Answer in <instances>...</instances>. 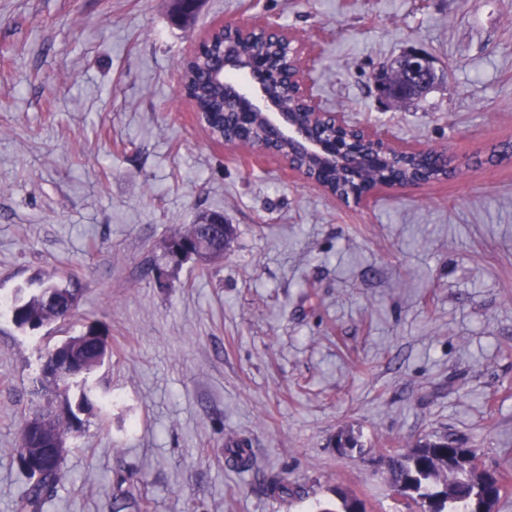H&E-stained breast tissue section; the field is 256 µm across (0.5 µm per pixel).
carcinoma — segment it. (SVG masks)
<instances>
[{
	"mask_svg": "<svg viewBox=\"0 0 512 512\" xmlns=\"http://www.w3.org/2000/svg\"><path fill=\"white\" fill-rule=\"evenodd\" d=\"M224 47L232 52L263 54L275 57L282 46L273 41L256 42L241 36L230 29L224 31ZM272 92L291 109H299L302 102L293 94L286 83L272 88ZM390 167L397 169V174L406 181L421 176L427 181L448 177L442 167H428L418 154L402 150L392 153L388 161ZM323 180L339 195L348 193V178L332 169L325 172ZM208 240L212 258L221 257L229 249L233 236L208 237V225L190 224L181 233L173 236L171 241L187 243L193 247L202 240ZM83 291L79 277L68 275L60 279L49 275L40 279V288L26 298L19 299V308L13 313V322L19 328L36 329L50 322L69 320L76 303ZM64 344L69 355L77 360L88 361L96 358L102 349L94 339L85 333L68 337ZM46 386L41 374H36L31 381L30 412L24 420L15 458L20 470L28 478L21 495L15 504L16 512H43L46 502L51 498L64 472V462L50 459L31 460L32 449L40 447L41 439L57 438L63 442L76 439L80 432L76 430L74 420L77 415L73 410L59 413L45 400ZM337 448H362L359 437L351 429L340 431L335 439ZM227 460L239 468L251 466L250 448L242 442H236L227 449ZM386 472L389 484L396 489L409 481L416 484L419 496L437 499L440 502L438 512H459L458 496L463 485L478 496L493 495L499 499L506 491L509 472L499 471L497 476L501 486L484 480L479 464L477 450L460 445L459 440L449 436H437L419 440L416 444L392 451L386 456ZM272 497L301 496L304 488L290 486L283 478H272L266 487ZM340 503L316 502L310 512H348L349 498L339 495Z\"/></svg>",
	"mask_w": 512,
	"mask_h": 512,
	"instance_id": "obj_1",
	"label": "carcinoma"
}]
</instances>
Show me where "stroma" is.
Returning <instances> with one entry per match:
<instances>
[{
	"instance_id": "obj_1",
	"label": "stroma",
	"mask_w": 512,
	"mask_h": 512,
	"mask_svg": "<svg viewBox=\"0 0 512 512\" xmlns=\"http://www.w3.org/2000/svg\"><path fill=\"white\" fill-rule=\"evenodd\" d=\"M0 0V299L78 275L69 325L0 313V512L46 348L90 325L112 355L44 512H309L336 490L397 512L382 458L442 434L512 461V0ZM276 19L311 49L331 110L461 173L354 205L209 136L179 93L194 38ZM411 47L445 73L404 107L372 73ZM222 212V260L169 237ZM353 428L364 451L338 454ZM245 437L253 464L225 465ZM306 488L270 497L264 477Z\"/></svg>"
}]
</instances>
